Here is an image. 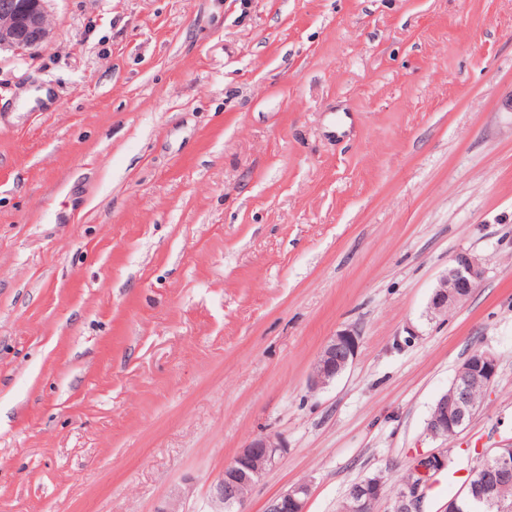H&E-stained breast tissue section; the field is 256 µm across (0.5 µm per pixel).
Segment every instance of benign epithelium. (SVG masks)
<instances>
[{
  "label": "benign epithelium",
  "instance_id": "7a95c632",
  "mask_svg": "<svg viewBox=\"0 0 512 512\" xmlns=\"http://www.w3.org/2000/svg\"><path fill=\"white\" fill-rule=\"evenodd\" d=\"M45 2L47 0H0V51L12 50L33 54L49 43L53 27ZM480 260L469 253L456 254L440 278L432 298L436 311L451 309L469 297L483 278ZM360 334L350 328L337 332L325 342L311 374V386L324 388L336 380L357 357ZM499 369V358L490 349H476L455 372L448 392L435 404L427 420L426 431L433 439H448L456 435L478 409L470 395L471 381L478 378L487 389L494 382ZM285 446L280 438L262 435L252 439L224 466V472L213 496L210 512H247L246 487H254L267 471L277 463ZM444 462L440 455H428L417 462L420 477L404 491L397 512H420L417 502L423 494L424 479L433 467ZM479 482L465 487L466 498L476 508L512 489V444L490 449L477 467ZM383 484L367 478L349 491L350 512H366L370 501L382 497ZM310 485L299 482L280 493L269 504L266 512H305Z\"/></svg>",
  "mask_w": 512,
  "mask_h": 512
}]
</instances>
